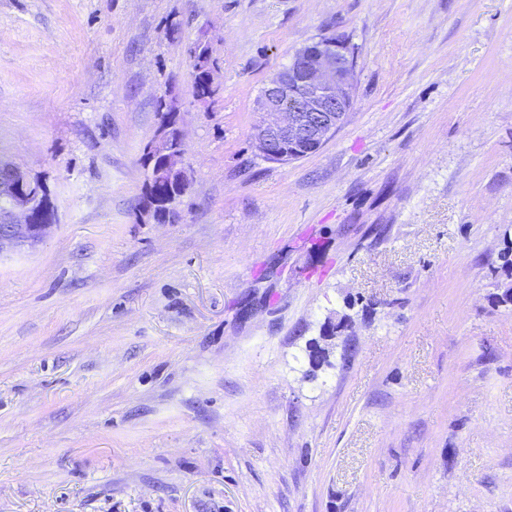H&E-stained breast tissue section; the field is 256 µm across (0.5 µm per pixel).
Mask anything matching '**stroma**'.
Listing matches in <instances>:
<instances>
[{
  "instance_id": "stroma-1",
  "label": "stroma",
  "mask_w": 512,
  "mask_h": 512,
  "mask_svg": "<svg viewBox=\"0 0 512 512\" xmlns=\"http://www.w3.org/2000/svg\"><path fill=\"white\" fill-rule=\"evenodd\" d=\"M334 35L351 110L263 160L257 96ZM0 154L58 214L0 254V512H512V0H0ZM209 51V50H208ZM206 48H203L201 50H199L198 52H194V54L196 55V57L198 59L201 58V56H203V54H205L206 52H208ZM194 64H193V68H194V78H193V84H194V90H195V95L196 97L200 98V99H204V98H210L212 97L213 95V91L214 90V86H213V81H212V76H211V69H210V65H209V58L205 59L204 57L201 58V61L203 62V64L205 65V69L207 70L208 72V80H209V83L206 79V75L203 71H201L200 67H198V63L196 62V60H194ZM212 90H211V88ZM174 136L176 140L170 139L167 127H159L154 138L146 147V152L155 153L161 157V163L153 173V178L158 180L169 177L177 180L180 186L188 187V180L185 170V141L184 134L176 126ZM173 141V143H172Z\"/></svg>"
}]
</instances>
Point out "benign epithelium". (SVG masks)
Here are the masks:
<instances>
[{"mask_svg": "<svg viewBox=\"0 0 512 512\" xmlns=\"http://www.w3.org/2000/svg\"><path fill=\"white\" fill-rule=\"evenodd\" d=\"M263 88L256 101L260 119L253 135L255 149L267 160L284 159L282 148L302 144L312 153L342 124L353 101L355 56L339 41L313 42ZM175 139H170V136ZM158 128L146 151L161 157L153 177L177 180L188 186L185 141L180 128L174 134ZM6 206L0 210V253L38 242L57 223L46 184L23 171L15 162L4 166Z\"/></svg>", "mask_w": 512, "mask_h": 512, "instance_id": "7a95c632", "label": "benign epithelium"}]
</instances>
